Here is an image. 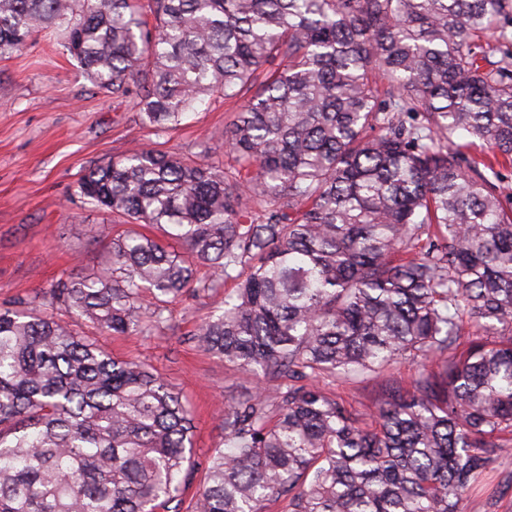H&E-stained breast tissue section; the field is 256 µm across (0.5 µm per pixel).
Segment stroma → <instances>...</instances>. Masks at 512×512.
<instances>
[{
	"label": "stroma",
	"mask_w": 512,
	"mask_h": 512,
	"mask_svg": "<svg viewBox=\"0 0 512 512\" xmlns=\"http://www.w3.org/2000/svg\"><path fill=\"white\" fill-rule=\"evenodd\" d=\"M236 118L216 100L175 129L145 124L132 103L117 100L91 81L54 33L35 32L23 52L0 57V305L33 300L57 318L51 299L61 279L90 275L104 264L121 232L110 212L88 204L79 183L92 168L146 149L201 156L222 165L224 130ZM224 299L223 289L188 292L168 303L167 321L149 336H99L113 356L153 367L177 387L194 419L195 467L172 512H188L202 486L207 462L224 444L218 417L227 399L256 391L254 379L205 353L196 332ZM416 368L397 363L388 380L336 383L332 392L358 413L373 410L385 383L414 389ZM460 512H512V459L485 477L459 504Z\"/></svg>",
	"instance_id": "obj_1"
}]
</instances>
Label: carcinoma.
Here are the masks:
<instances>
[{
	"mask_svg": "<svg viewBox=\"0 0 512 512\" xmlns=\"http://www.w3.org/2000/svg\"><path fill=\"white\" fill-rule=\"evenodd\" d=\"M0 0V56L64 40L97 87L163 132L244 100L231 164L144 150L90 170V203L155 224L60 281L70 321L0 306V512H157L192 469L190 412L148 365L73 328L148 336L199 283L233 284L198 329L258 381L229 400L191 512H460L512 452V0ZM499 64L483 65L487 53ZM408 360L361 426L325 381ZM416 378V367L407 361H400L390 371L387 379L403 391L412 392Z\"/></svg>",
	"mask_w": 512,
	"mask_h": 512,
	"instance_id": "obj_1",
	"label": "carcinoma"
}]
</instances>
